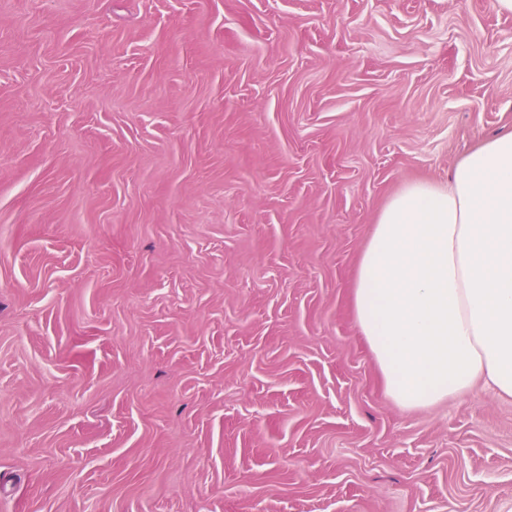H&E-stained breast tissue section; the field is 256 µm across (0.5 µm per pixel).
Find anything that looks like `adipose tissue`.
<instances>
[{
    "label": "adipose tissue",
    "mask_w": 512,
    "mask_h": 512,
    "mask_svg": "<svg viewBox=\"0 0 512 512\" xmlns=\"http://www.w3.org/2000/svg\"><path fill=\"white\" fill-rule=\"evenodd\" d=\"M352 308L399 405L479 384L512 397V129L461 157L448 184L415 181L388 200Z\"/></svg>",
    "instance_id": "1"
}]
</instances>
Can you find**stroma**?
Masks as SVG:
<instances>
[{"mask_svg":"<svg viewBox=\"0 0 512 512\" xmlns=\"http://www.w3.org/2000/svg\"><path fill=\"white\" fill-rule=\"evenodd\" d=\"M509 128L495 0H0V512H512V398L399 406L350 304Z\"/></svg>","mask_w":512,"mask_h":512,"instance_id":"35a3bbf8","label":"stroma"}]
</instances>
